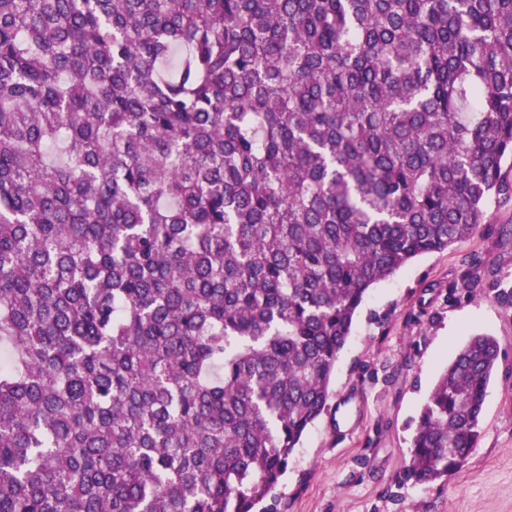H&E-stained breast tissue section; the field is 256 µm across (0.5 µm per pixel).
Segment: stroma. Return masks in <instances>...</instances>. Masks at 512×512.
Returning <instances> with one entry per match:
<instances>
[{
    "instance_id": "obj_1",
    "label": "stroma",
    "mask_w": 512,
    "mask_h": 512,
    "mask_svg": "<svg viewBox=\"0 0 512 512\" xmlns=\"http://www.w3.org/2000/svg\"><path fill=\"white\" fill-rule=\"evenodd\" d=\"M488 216L470 237L369 291L336 364L330 407L277 489V512H512V307L448 297L475 256L512 277V200L491 202ZM475 334L495 337L502 350L477 444L447 479L400 484L419 412Z\"/></svg>"
}]
</instances>
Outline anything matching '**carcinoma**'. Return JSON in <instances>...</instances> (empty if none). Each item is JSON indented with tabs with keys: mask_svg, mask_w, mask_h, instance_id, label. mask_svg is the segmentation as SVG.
Listing matches in <instances>:
<instances>
[{
	"mask_svg": "<svg viewBox=\"0 0 512 512\" xmlns=\"http://www.w3.org/2000/svg\"><path fill=\"white\" fill-rule=\"evenodd\" d=\"M509 157L512 0H0V512H274L367 292ZM500 355L403 482L467 461Z\"/></svg>",
	"mask_w": 512,
	"mask_h": 512,
	"instance_id": "obj_1",
	"label": "carcinoma"
}]
</instances>
